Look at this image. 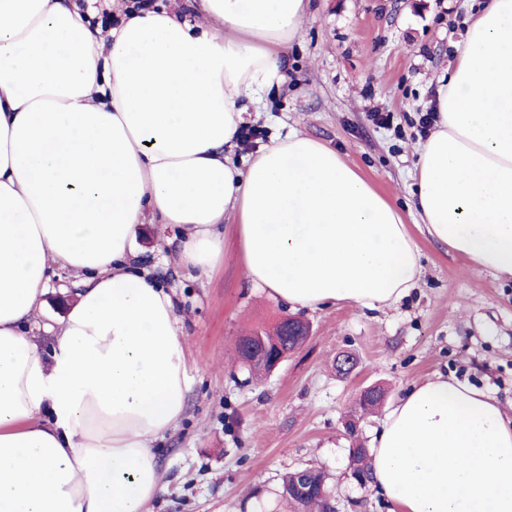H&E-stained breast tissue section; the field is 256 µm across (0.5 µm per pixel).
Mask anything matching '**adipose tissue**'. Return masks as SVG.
I'll return each instance as SVG.
<instances>
[{"label": "adipose tissue", "mask_w": 512, "mask_h": 512, "mask_svg": "<svg viewBox=\"0 0 512 512\" xmlns=\"http://www.w3.org/2000/svg\"><path fill=\"white\" fill-rule=\"evenodd\" d=\"M308 0H195L199 23L0 0V512H153L156 441L190 388L184 320L134 263L146 220L180 227L187 270L224 260L236 216L249 282L292 307L391 306L422 272L401 211L333 149L291 132L237 167L246 102L281 80ZM416 149L429 237L512 278V0L475 15ZM78 301L31 319L55 270ZM372 486L397 512H512V417L438 375L374 440ZM74 278L66 270H58L53 278L51 288L43 298V305L34 314L37 323L33 335L36 343L48 352L52 344V334L43 330L44 324L55 325L77 301V288L73 285Z\"/></svg>", "instance_id": "adipose-tissue-1"}]
</instances>
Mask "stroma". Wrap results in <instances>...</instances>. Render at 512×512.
Returning a JSON list of instances; mask_svg holds the SVG:
<instances>
[{
    "label": "stroma",
    "instance_id": "obj_1",
    "mask_svg": "<svg viewBox=\"0 0 512 512\" xmlns=\"http://www.w3.org/2000/svg\"><path fill=\"white\" fill-rule=\"evenodd\" d=\"M483 0H310L281 62L283 81L249 104L248 126L264 141L294 130L336 150L403 211L423 254L417 286L397 304L368 311L348 303L315 310L253 288L240 261L234 219L224 222V262L199 275L164 262L174 226L142 225L138 258L174 294L190 345L192 388L178 427L160 441L167 491L154 512H292L284 475L321 470L336 512H391L359 485L350 451L372 447L405 392L435 374L486 391L512 414V281L473 269L426 237L411 207L419 119ZM392 117L380 128L376 113ZM77 301L58 270L35 313L36 343ZM297 315L312 326L303 347L255 379L235 358L239 336ZM386 393L361 412V392Z\"/></svg>",
    "mask_w": 512,
    "mask_h": 512
}]
</instances>
